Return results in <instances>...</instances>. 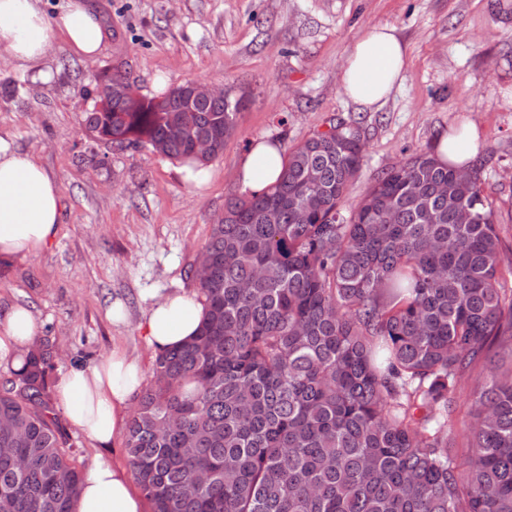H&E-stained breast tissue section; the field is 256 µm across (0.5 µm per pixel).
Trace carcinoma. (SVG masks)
<instances>
[{
  "mask_svg": "<svg viewBox=\"0 0 512 512\" xmlns=\"http://www.w3.org/2000/svg\"><path fill=\"white\" fill-rule=\"evenodd\" d=\"M104 83L81 117L97 145L194 168L244 106L229 92L187 112L178 88L144 96L117 67L93 102ZM364 148L360 122L332 124L288 148L275 184L225 201L191 265L206 318L157 353L124 434L151 512H512V364L477 386L465 471L450 453L461 379L512 348V248L482 166L458 179L420 151L345 213ZM54 359L41 343L0 379V512H72Z\"/></svg>",
  "mask_w": 512,
  "mask_h": 512,
  "instance_id": "1",
  "label": "carcinoma"
}]
</instances>
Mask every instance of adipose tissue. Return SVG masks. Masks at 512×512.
<instances>
[{
	"mask_svg": "<svg viewBox=\"0 0 512 512\" xmlns=\"http://www.w3.org/2000/svg\"><path fill=\"white\" fill-rule=\"evenodd\" d=\"M43 0H0V64L32 81H44L45 61L56 44L92 59L101 52L107 31L100 16L84 0H67L47 14ZM408 48L395 27L375 25L359 37L346 55L341 85L360 111L381 107L402 80ZM479 133L467 125L458 135L442 136L435 147L444 164L470 162ZM284 157L272 143L250 149L240 171L245 189L258 194L281 175ZM58 184L34 152L12 146L0 135V259L36 255L54 241L61 222ZM205 309L193 295L175 293L153 305L146 318V336L158 350L183 344L196 336ZM39 325L31 310L12 306L0 318V360L21 366ZM142 383L139 364L121 348L85 368L72 369L57 387V401L69 422L91 441L105 446L119 434L132 394ZM74 512H144V500L130 471L98 459L83 471Z\"/></svg>",
	"mask_w": 512,
	"mask_h": 512,
	"instance_id": "1",
	"label": "adipose tissue"
}]
</instances>
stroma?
Segmentation results:
<instances>
[{
  "label": "stroma",
  "instance_id": "obj_1",
  "mask_svg": "<svg viewBox=\"0 0 512 512\" xmlns=\"http://www.w3.org/2000/svg\"><path fill=\"white\" fill-rule=\"evenodd\" d=\"M108 37L86 61L63 44L50 52L52 78L39 88L0 71V134L37 154L64 201L53 243L41 253L0 263V317L31 308L39 340L53 344L51 373L124 349L151 377L156 351L141 325L167 295L196 293L188 270L224 211L244 195L238 171L252 144L288 148L330 124L362 121L357 200L384 168L434 149L449 129L471 123L481 144L483 190L512 244V0H88ZM376 24L394 26L408 46L399 88L374 112H360L341 88V67L354 42ZM120 66L152 97L191 79L244 96L224 154L206 165L203 188L189 187L181 163L139 147L92 156L80 124L92 106L85 89L94 72ZM121 303L126 319L107 310ZM476 366L457 393L455 452L467 455L466 413L476 381L500 350ZM63 429L76 463L95 456L127 465L121 439L100 449L71 424Z\"/></svg>",
  "mask_w": 512,
  "mask_h": 512
}]
</instances>
